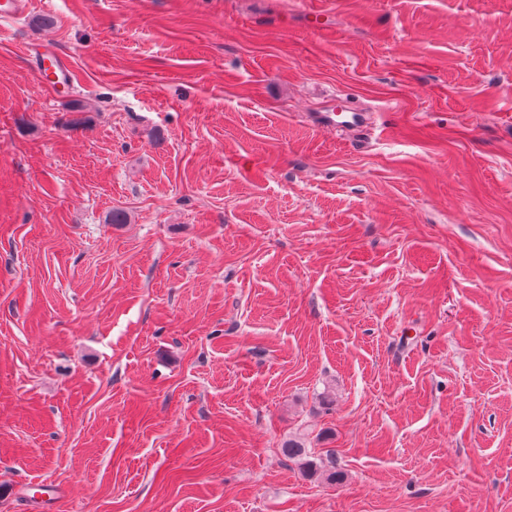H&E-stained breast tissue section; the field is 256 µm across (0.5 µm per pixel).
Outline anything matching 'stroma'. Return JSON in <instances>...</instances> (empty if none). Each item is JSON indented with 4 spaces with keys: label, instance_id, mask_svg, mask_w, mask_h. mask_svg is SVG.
Segmentation results:
<instances>
[{
    "label": "stroma",
    "instance_id": "35a3bbf8",
    "mask_svg": "<svg viewBox=\"0 0 512 512\" xmlns=\"http://www.w3.org/2000/svg\"><path fill=\"white\" fill-rule=\"evenodd\" d=\"M0 512H512V0L0 22ZM48 60V64L45 63ZM36 78L39 83L46 86L47 84H61L67 81L70 75L67 60L60 55H45L44 59L37 65L35 69Z\"/></svg>",
    "mask_w": 512,
    "mask_h": 512
}]
</instances>
